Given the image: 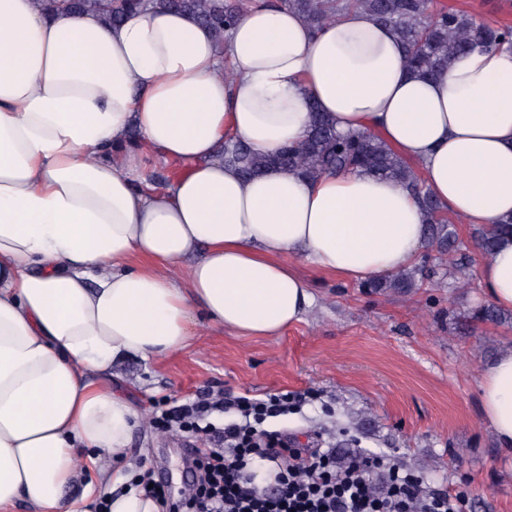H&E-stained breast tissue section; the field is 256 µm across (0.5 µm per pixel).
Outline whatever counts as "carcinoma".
<instances>
[{
	"instance_id": "carcinoma-1",
	"label": "carcinoma",
	"mask_w": 512,
	"mask_h": 512,
	"mask_svg": "<svg viewBox=\"0 0 512 512\" xmlns=\"http://www.w3.org/2000/svg\"><path fill=\"white\" fill-rule=\"evenodd\" d=\"M44 9L97 12L116 26L126 16L146 7L174 10L190 15L211 28L217 47H224L226 35L251 0H42ZM303 21L318 29L352 9H361L392 28L401 40L408 71L414 75L438 74L460 54L474 48L512 46V26L477 24L462 11L435 8L432 0H279ZM225 160L244 176H255L270 167L297 172L309 178L345 171H359L395 182L416 196L426 217L428 241L439 255L448 257L450 267L462 270L453 254L460 251L450 229L447 209L425 189L417 169L402 159L383 138L374 133H341L331 118L310 106L306 137L268 156L235 142L224 148ZM498 228L476 229L485 255L494 249ZM376 291L410 293L419 287L417 271L401 270L369 283Z\"/></svg>"
}]
</instances>
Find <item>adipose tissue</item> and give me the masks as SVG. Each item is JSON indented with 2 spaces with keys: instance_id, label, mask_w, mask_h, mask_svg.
Here are the masks:
<instances>
[{
  "instance_id": "ef3b65f1",
  "label": "adipose tissue",
  "mask_w": 512,
  "mask_h": 512,
  "mask_svg": "<svg viewBox=\"0 0 512 512\" xmlns=\"http://www.w3.org/2000/svg\"><path fill=\"white\" fill-rule=\"evenodd\" d=\"M230 73H223V66ZM339 131L379 134L452 215H512V50L476 49L409 75L395 33L354 9L311 29L256 0L216 46L191 16L148 8L116 26L93 12L0 0V512H158L123 460L139 413L112 373L188 349L196 318L279 335L313 298L301 273L364 280L425 245L410 192L362 173L308 179L225 164L236 140L273 154L302 141L309 102ZM184 164L153 190L151 157ZM185 278H176L178 268ZM512 310V230L479 266ZM483 419L512 453V346L480 374ZM92 472L80 498L67 490Z\"/></svg>"
}]
</instances>
